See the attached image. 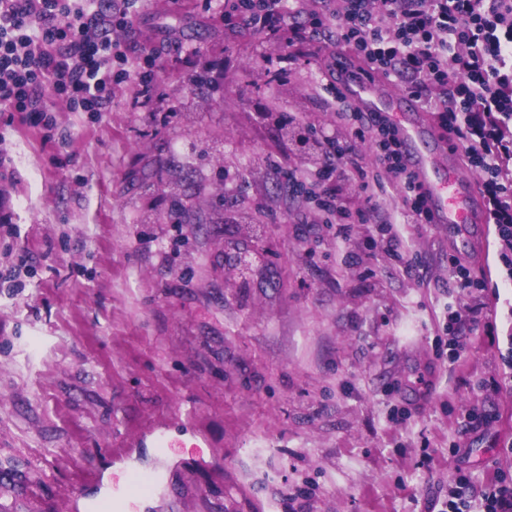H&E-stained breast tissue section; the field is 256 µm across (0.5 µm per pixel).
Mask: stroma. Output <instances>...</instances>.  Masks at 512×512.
<instances>
[{"label":"stroma","mask_w":512,"mask_h":512,"mask_svg":"<svg viewBox=\"0 0 512 512\" xmlns=\"http://www.w3.org/2000/svg\"><path fill=\"white\" fill-rule=\"evenodd\" d=\"M116 38L130 63L155 51L151 96L116 85L99 117L54 101L49 144L0 112V512H426L456 470L512 477L496 348L433 346L450 305L512 335L511 289L451 284L453 258L494 272L482 228L402 225L420 280L357 222L355 181L328 214L286 179L313 181L318 152L268 113L351 136L328 52L272 79L285 41L212 0H143ZM202 57L223 96L189 91ZM175 182L203 223L146 220Z\"/></svg>","instance_id":"obj_1"}]
</instances>
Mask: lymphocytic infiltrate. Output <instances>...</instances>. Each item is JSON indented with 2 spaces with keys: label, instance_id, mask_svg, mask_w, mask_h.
<instances>
[{
  "label": "lymphocytic infiltrate",
  "instance_id": "1",
  "mask_svg": "<svg viewBox=\"0 0 512 512\" xmlns=\"http://www.w3.org/2000/svg\"><path fill=\"white\" fill-rule=\"evenodd\" d=\"M137 2L0 0V112L44 119L53 96L71 111L100 113L112 101L113 85L133 77L151 91L152 72L129 68L112 37L126 27ZM224 10L244 28L260 34L288 30L309 44L334 31L337 46L434 112L449 143L483 173L497 275L512 284V0H224ZM302 15L307 25L289 26L290 18ZM344 116L352 137L322 141L315 183L293 173L288 182L333 213L337 180L357 177L365 201L361 222L378 224L388 251L422 277L421 262L407 260L409 247L394 223L376 221L384 177L402 185L408 223L430 221L397 130L379 114L351 109ZM360 142L375 143L383 177L368 176L359 164ZM430 506L435 512H512V478L498 473L475 489L468 474L457 472L447 493L434 496Z\"/></svg>",
  "mask_w": 512,
  "mask_h": 512
}]
</instances>
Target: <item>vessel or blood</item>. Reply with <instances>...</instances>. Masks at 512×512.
I'll list each match as a JSON object with an SVG mask.
<instances>
[{
	"instance_id": "b4317fda",
	"label": "vessel or blood",
	"mask_w": 512,
	"mask_h": 512,
	"mask_svg": "<svg viewBox=\"0 0 512 512\" xmlns=\"http://www.w3.org/2000/svg\"><path fill=\"white\" fill-rule=\"evenodd\" d=\"M347 91L362 111L385 115L397 128L408 168L421 186L434 223L453 225L462 234L473 225L486 224L476 183L464 179L457 160L448 158L446 139L420 104L370 80L350 81Z\"/></svg>"
}]
</instances>
